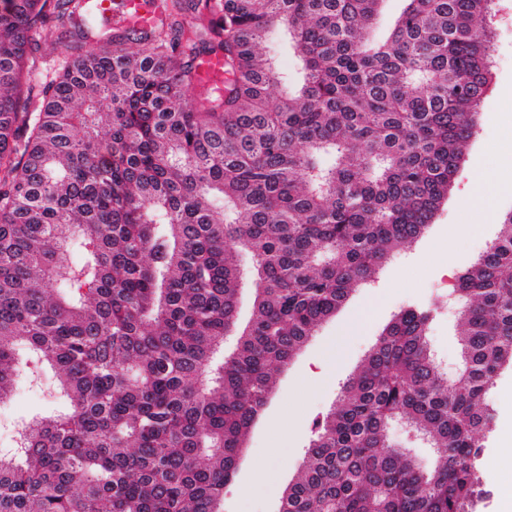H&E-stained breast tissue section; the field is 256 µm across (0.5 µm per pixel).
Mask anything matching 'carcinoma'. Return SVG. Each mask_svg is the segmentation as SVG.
Returning <instances> with one entry per match:
<instances>
[{"label":"carcinoma","instance_id":"carcinoma-1","mask_svg":"<svg viewBox=\"0 0 512 512\" xmlns=\"http://www.w3.org/2000/svg\"><path fill=\"white\" fill-rule=\"evenodd\" d=\"M401 2L375 40L386 0H162L150 30L107 37L89 0H0V401L50 368L67 402L0 458V512H221L282 369L425 234L475 134L495 0ZM42 40L64 60L39 84ZM203 54L229 76L205 97ZM453 293L458 378L434 309L402 311L278 512H476L512 369V214ZM395 420L432 468L389 445ZM267 47L275 64L284 70L294 71L298 68V60L282 33H274L269 37ZM457 313V307L454 312H448V304L442 305L436 313L428 333L434 354L450 374L449 381H452L455 376L460 358V347L455 336Z\"/></svg>","mask_w":512,"mask_h":512}]
</instances>
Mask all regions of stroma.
I'll return each instance as SVG.
<instances>
[{
	"instance_id": "obj_1",
	"label": "stroma",
	"mask_w": 512,
	"mask_h": 512,
	"mask_svg": "<svg viewBox=\"0 0 512 512\" xmlns=\"http://www.w3.org/2000/svg\"><path fill=\"white\" fill-rule=\"evenodd\" d=\"M492 84L480 104L479 127L461 171L428 232L396 254L369 285L354 291L336 316L324 323L285 367L275 393L247 443L234 482L224 491L223 512H278L280 497L295 479L309 448L315 422L335 403L343 383L360 367L382 329L403 309L438 304L429 341L448 373H455L460 347L457 315L444 308L445 284L486 250L500 220L512 212V0H497ZM489 189L487 210L466 208L474 176ZM470 224V234L457 235ZM493 404L498 433L484 450L485 499L478 512H512V458L498 457L502 431L512 428V373L501 375ZM53 376L42 386L16 382L0 406V448L8 447L17 423L63 410ZM281 449L272 458L271 449Z\"/></svg>"
}]
</instances>
